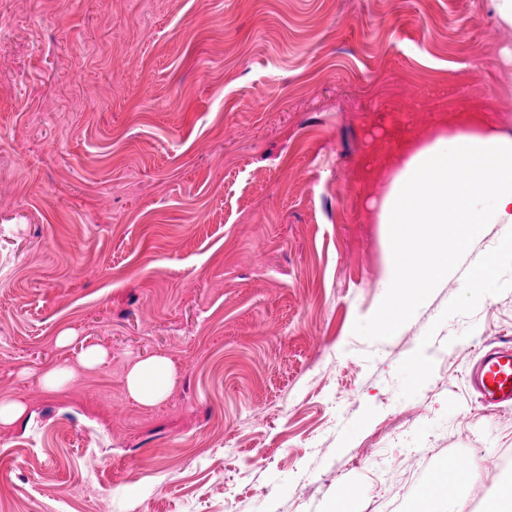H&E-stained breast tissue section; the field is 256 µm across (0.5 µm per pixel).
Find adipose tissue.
Masks as SVG:
<instances>
[{"instance_id": "1", "label": "adipose tissue", "mask_w": 512, "mask_h": 512, "mask_svg": "<svg viewBox=\"0 0 512 512\" xmlns=\"http://www.w3.org/2000/svg\"><path fill=\"white\" fill-rule=\"evenodd\" d=\"M474 127L437 130L427 138H400L398 151L381 160L386 189L376 213L387 227L388 270L382 302L370 323L379 336L398 331L448 282L467 233L484 224H512V138L499 134L487 114ZM173 382L166 359L138 362L127 377L140 403L160 401ZM481 476L477 461L446 463L424 491L416 512H461L460 493Z\"/></svg>"}]
</instances>
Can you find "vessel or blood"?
Wrapping results in <instances>:
<instances>
[{
    "label": "vessel or blood",
    "mask_w": 512,
    "mask_h": 512,
    "mask_svg": "<svg viewBox=\"0 0 512 512\" xmlns=\"http://www.w3.org/2000/svg\"><path fill=\"white\" fill-rule=\"evenodd\" d=\"M483 403L512 404V337L493 342L471 375Z\"/></svg>",
    "instance_id": "obj_1"
}]
</instances>
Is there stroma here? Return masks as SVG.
<instances>
[{"label": "stroma", "instance_id": "stroma-1", "mask_svg": "<svg viewBox=\"0 0 512 512\" xmlns=\"http://www.w3.org/2000/svg\"><path fill=\"white\" fill-rule=\"evenodd\" d=\"M506 46L491 0H0V400L26 405L0 512H323L346 487L412 512L445 460L480 462L465 500L512 480V406L468 379L512 336V264L481 304L467 278L507 229L375 335L363 178L394 116L425 129L461 81L512 134ZM152 356L174 380L145 405L127 375Z\"/></svg>", "mask_w": 512, "mask_h": 512}]
</instances>
